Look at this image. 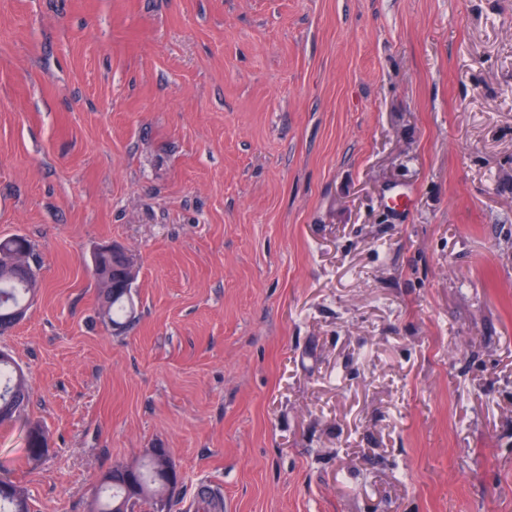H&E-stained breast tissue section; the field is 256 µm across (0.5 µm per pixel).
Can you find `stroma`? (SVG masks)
<instances>
[{
    "label": "stroma",
    "mask_w": 512,
    "mask_h": 512,
    "mask_svg": "<svg viewBox=\"0 0 512 512\" xmlns=\"http://www.w3.org/2000/svg\"><path fill=\"white\" fill-rule=\"evenodd\" d=\"M12 234L31 512L154 448L171 512H512V0H0ZM91 258L93 272L95 274H97V271L101 272L108 279H110V275L103 272V264L101 261L102 258L105 260L112 259V284L114 278L119 281L121 286H124L122 273L130 275L136 271V264L132 254L129 253L127 249L115 243H102L95 246ZM108 279L106 280L109 282ZM135 276L133 278V283ZM130 284L129 294L130 297L120 291L114 294L113 288H103L104 304L100 309L101 317L107 324L109 323L113 328L119 327L125 330L133 324L135 316H133V303H132V285Z\"/></svg>",
    "instance_id": "stroma-1"
}]
</instances>
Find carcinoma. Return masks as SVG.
<instances>
[{
  "label": "carcinoma",
  "instance_id": "cac0c4a2",
  "mask_svg": "<svg viewBox=\"0 0 512 512\" xmlns=\"http://www.w3.org/2000/svg\"><path fill=\"white\" fill-rule=\"evenodd\" d=\"M27 249L32 256V244L27 238L12 235L0 239V263L7 264L14 255ZM34 293L30 282L18 277L0 276V335L12 329L8 311L24 306ZM104 304L100 309L104 322L123 330L133 324L132 298L124 292L103 290ZM31 389L22 367L15 360H0V425L21 423L23 450L28 461L36 460L42 451L46 431L37 421L28 418ZM175 468L165 448H153L143 460L133 465L117 464L105 471L92 493L89 512H117L124 505L130 512L143 507L155 512L158 503L170 506L174 488L169 486L167 470ZM0 512H29L26 493L16 483L0 479Z\"/></svg>",
  "mask_w": 512,
  "mask_h": 512
}]
</instances>
